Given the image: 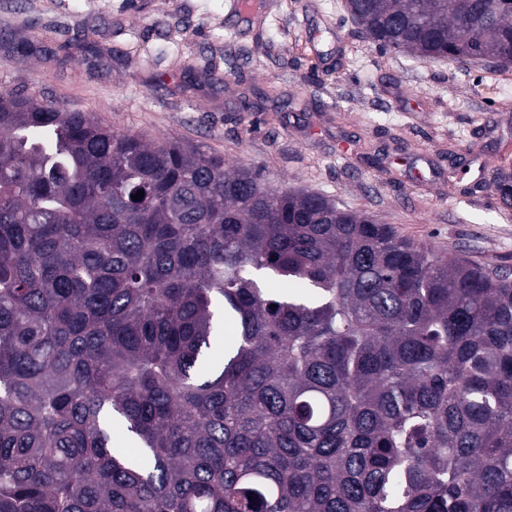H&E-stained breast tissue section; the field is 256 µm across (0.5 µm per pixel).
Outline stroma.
I'll return each instance as SVG.
<instances>
[{
  "instance_id": "35a3bbf8",
  "label": "stroma",
  "mask_w": 512,
  "mask_h": 512,
  "mask_svg": "<svg viewBox=\"0 0 512 512\" xmlns=\"http://www.w3.org/2000/svg\"><path fill=\"white\" fill-rule=\"evenodd\" d=\"M0 0V93L182 138L512 271V65L364 41L345 0Z\"/></svg>"
}]
</instances>
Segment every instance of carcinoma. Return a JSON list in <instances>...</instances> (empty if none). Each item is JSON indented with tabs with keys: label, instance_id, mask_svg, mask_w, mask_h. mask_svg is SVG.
Masks as SVG:
<instances>
[{
	"label": "carcinoma",
	"instance_id": "cac0c4a2",
	"mask_svg": "<svg viewBox=\"0 0 512 512\" xmlns=\"http://www.w3.org/2000/svg\"><path fill=\"white\" fill-rule=\"evenodd\" d=\"M345 9L384 50L512 60L507 4ZM0 512H512V273L0 94Z\"/></svg>",
	"mask_w": 512,
	"mask_h": 512
}]
</instances>
